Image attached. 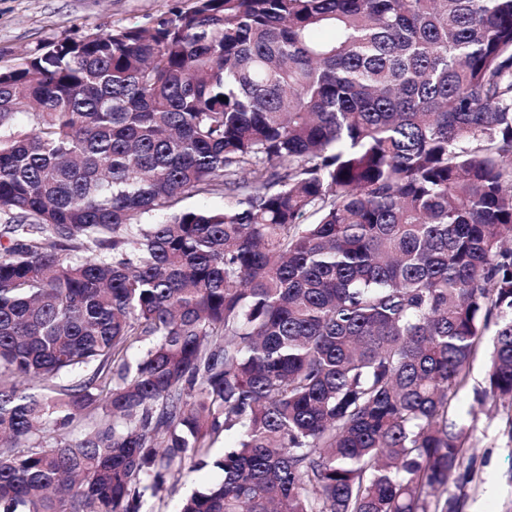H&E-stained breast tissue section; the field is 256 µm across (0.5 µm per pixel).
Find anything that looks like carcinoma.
<instances>
[{
  "label": "carcinoma",
  "mask_w": 512,
  "mask_h": 512,
  "mask_svg": "<svg viewBox=\"0 0 512 512\" xmlns=\"http://www.w3.org/2000/svg\"><path fill=\"white\" fill-rule=\"evenodd\" d=\"M491 323L512 398V0H196L0 70V512H140L221 436L177 512H460Z\"/></svg>",
  "instance_id": "cac0c4a2"
}]
</instances>
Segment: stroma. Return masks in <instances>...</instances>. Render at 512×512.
Masks as SVG:
<instances>
[{
  "instance_id": "obj_1",
  "label": "stroma",
  "mask_w": 512,
  "mask_h": 512,
  "mask_svg": "<svg viewBox=\"0 0 512 512\" xmlns=\"http://www.w3.org/2000/svg\"><path fill=\"white\" fill-rule=\"evenodd\" d=\"M193 5L194 0H0V68L65 39L147 27L172 7ZM494 337V331L485 333L466 370L465 387L449 412L450 420L470 432L465 463L472 479L461 490L462 512H512V401L502 399L481 408L474 401L476 391L486 385L485 355ZM223 454V445H216L209 462L184 470L175 491L146 497L140 512H174L180 497L219 481L222 473L212 462Z\"/></svg>"
}]
</instances>
